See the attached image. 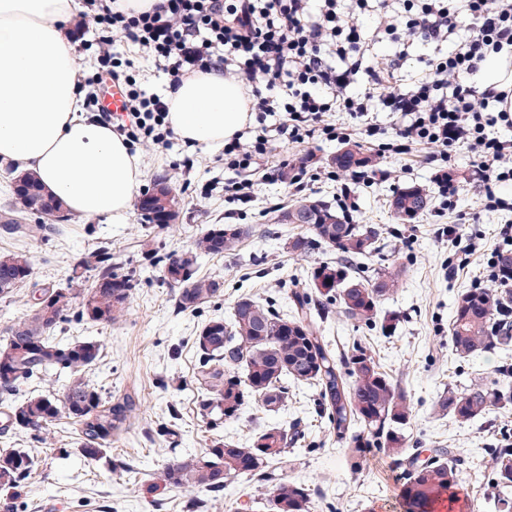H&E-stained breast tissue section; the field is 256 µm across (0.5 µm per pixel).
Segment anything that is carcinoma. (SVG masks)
Listing matches in <instances>:
<instances>
[{"mask_svg": "<svg viewBox=\"0 0 512 512\" xmlns=\"http://www.w3.org/2000/svg\"><path fill=\"white\" fill-rule=\"evenodd\" d=\"M372 162L370 155L349 152L339 155L338 169ZM415 186L399 191L391 201L395 217L404 220L403 206L415 204ZM312 222L314 238L297 236L289 242V251L306 253L313 240L321 241L338 253L336 263L313 268L308 287L311 291L294 293L292 314L278 312L249 296L240 297L230 319L216 316L202 324L194 344L200 354L194 372L197 392V415L212 424L239 416L252 400L267 411L281 409L288 398V384L308 385L319 392V399L336 439L346 444L355 457L365 448H379L401 459L407 451L403 429L409 423L410 409L406 396L373 357L354 347L338 353L320 333L316 303L334 301L349 321L380 325L389 332L392 317H380L381 301L398 285L397 275L380 270L370 277L355 276L351 266L356 259L376 250L381 232L376 227L354 224L338 216L318 200H303ZM63 205L46 197L38 178L21 176L14 192L12 212L27 214L57 213ZM242 236L224 233V226L213 224L194 242V250L204 255H221L233 250ZM95 263V285L84 290L75 315L80 320L112 324L124 313L131 295L130 281L112 271V256L106 253L78 261L69 276L67 302L59 307L49 301L38 313L9 328V336L0 344V392L14 394L34 377L67 376L62 395L41 394L14 403L9 414L11 424L38 435L46 434L50 425L62 417L80 426L81 450L90 458L99 456L112 435L126 429L137 410L135 397L127 395L115 403L103 398L90 384L86 374L96 365L101 345L89 339L67 344L54 340L52 333L72 309V284L81 280L78 270ZM165 267L179 285L175 305L182 311H195L221 293L220 282L198 277L193 272V256L173 255ZM32 270L23 252L0 254V296H12L15 288ZM449 337L460 357L491 352L512 344V290L468 288L461 291ZM512 402V391L491 392L480 384L462 394L449 393L442 407L461 423L475 420L492 407ZM297 431L283 426H267L255 433L246 446L218 440L195 454L173 458L163 468L160 479L167 485L202 488L216 496L233 479L246 478L273 483L269 500L271 512H312L309 490L284 479L275 480V465L288 453ZM33 467V459L19 449L0 451V491L10 497L19 495ZM498 502L503 512H512V448L501 449L494 459ZM453 459L441 453L404 477L402 504L405 512H434L436 504L448 501V512H463Z\"/></svg>", "mask_w": 512, "mask_h": 512, "instance_id": "obj_1", "label": "carcinoma"}]
</instances>
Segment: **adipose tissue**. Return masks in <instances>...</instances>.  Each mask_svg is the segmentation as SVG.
<instances>
[{"label": "adipose tissue", "mask_w": 512, "mask_h": 512, "mask_svg": "<svg viewBox=\"0 0 512 512\" xmlns=\"http://www.w3.org/2000/svg\"><path fill=\"white\" fill-rule=\"evenodd\" d=\"M79 0H0V161L38 175L73 214L124 223L143 179L122 137L86 114L67 24ZM169 121L186 142L212 146L254 116L237 78H184L168 96Z\"/></svg>", "instance_id": "1"}]
</instances>
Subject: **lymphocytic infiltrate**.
I'll list each match as a JSON object with an SVG mask.
<instances>
[{"label": "lymphocytic infiltrate", "mask_w": 512, "mask_h": 512, "mask_svg": "<svg viewBox=\"0 0 512 512\" xmlns=\"http://www.w3.org/2000/svg\"><path fill=\"white\" fill-rule=\"evenodd\" d=\"M159 0L136 11L113 9V0H83L82 18L99 33L96 67L81 86L109 75L122 85L128 118L115 125L133 145L167 144L174 136L165 96L149 92L112 48L113 33L137 46L162 67L169 89H177L185 72L221 68L238 74L252 95L258 115L283 113L278 132L289 143L325 138L349 139V132L327 120L330 112L347 113L360 132L372 138L376 125L367 120L372 102L395 119L382 152L402 155L417 146L437 148L448 161L454 149L467 147L482 182L485 208L504 207L500 184L512 182V140L488 135L489 127L512 128V89L477 88L467 78L490 55H512V0ZM377 17L373 32L357 20L361 10ZM390 41L400 50L387 66L370 61V41ZM451 44L445 54L422 57L423 75L408 88L397 85V72L416 41ZM366 79L352 92L357 74ZM264 135L245 128L224 143V163L250 171L267 152Z\"/></svg>", "instance_id": "lymphocytic-infiltrate-1"}]
</instances>
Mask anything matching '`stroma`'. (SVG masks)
Listing matches in <instances>:
<instances>
[{
	"label": "stroma",
	"mask_w": 512,
	"mask_h": 512,
	"mask_svg": "<svg viewBox=\"0 0 512 512\" xmlns=\"http://www.w3.org/2000/svg\"><path fill=\"white\" fill-rule=\"evenodd\" d=\"M277 124L273 117L265 122L268 152L257 160L255 194L245 205L224 196V183L236 172L225 167L223 146L190 147L178 137L166 148L137 145L146 185L166 178L179 199L180 219L165 230L149 223L135 206L123 224L70 214L58 232L47 236L11 235L3 222L15 174L0 165V253L26 252L33 268L31 280L12 297L0 298V343L9 327L29 313L34 289L65 286L79 259L109 252L113 270L133 285L123 316L112 325L67 320L55 334L64 343L76 338L100 343L102 356L88 377L105 399L128 393L139 397L127 430L91 459L82 454L79 427L71 420L54 422L51 444H42L33 432L8 426L7 403L0 396V449L17 448L34 460L13 512H270L272 486L266 482L234 479L225 485L223 497L214 499L199 489L161 485L158 476L174 457L201 452L218 439L243 444L258 428L275 424L298 428V441L276 475L309 488L312 512H403L399 494L406 463L376 448L352 461L333 434L315 388L289 387L278 412L252 403L238 418L217 427L203 422L194 408L192 376L199 360L194 336L202 323L230 316L242 295L287 311L291 293L306 287L312 269L335 260V250L323 245L302 254L286 247L293 234L307 227L277 223L274 207L305 196L326 201L336 212H350L354 223L380 228L378 253L361 259L357 273L366 277L382 269L399 275L395 292L380 304L381 314L395 317L394 332L386 335L380 328L348 321L332 305L323 317L324 338L342 351L362 346L404 391L411 413L404 430L409 452L428 456L438 449L451 451L458 481L469 493L468 512H499L493 458L496 449L512 448V404L461 423L441 401L448 392L460 393L476 383L490 390L512 388V346L462 358L449 340L458 292L496 285L492 270L503 247L499 231L512 225V184L498 190L507 209L485 211L472 154L460 147L448 164L459 192L453 206H445L437 184L439 165L432 160V149L420 146L406 155L380 157L379 166L390 171V178L352 185L347 210L328 164L343 143L322 139L288 145L279 140ZM306 158L317 179L300 192L290 186L283 166ZM411 185L428 195L429 208L402 224L394 218L390 200ZM460 211L477 214L478 223H457ZM211 224H239L246 233L234 250L198 260V275L222 283L221 296L195 312L179 311L175 288L162 279L161 261L190 249ZM471 239L478 248L468 255L462 244Z\"/></svg>",
	"instance_id": "obj_1"
}]
</instances>
